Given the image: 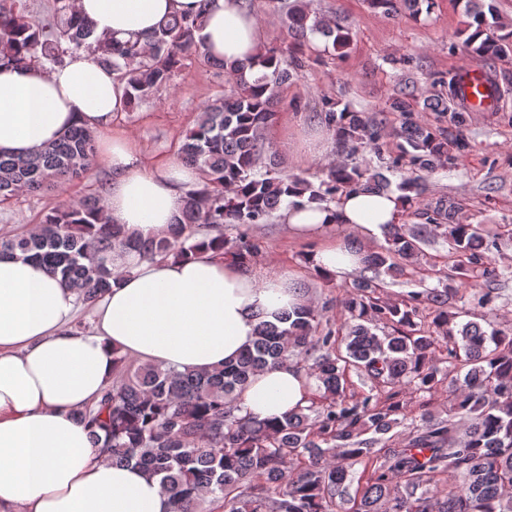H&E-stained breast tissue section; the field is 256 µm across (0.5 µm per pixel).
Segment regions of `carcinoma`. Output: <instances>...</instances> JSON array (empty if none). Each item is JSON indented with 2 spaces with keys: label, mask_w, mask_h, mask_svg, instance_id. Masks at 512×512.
Masks as SVG:
<instances>
[{
  "label": "carcinoma",
  "mask_w": 512,
  "mask_h": 512,
  "mask_svg": "<svg viewBox=\"0 0 512 512\" xmlns=\"http://www.w3.org/2000/svg\"><path fill=\"white\" fill-rule=\"evenodd\" d=\"M74 2L56 0V21L47 26L1 2L0 62L55 66L66 54L86 50L125 84L132 111L170 86L186 58L203 54L198 17H163L143 45L96 34ZM368 2L392 17L417 18L434 7V0ZM283 9L293 40L289 54L263 50L257 61L262 72L252 64L219 63L234 86L203 109L179 148L178 158L201 175L200 187L187 193L181 220L163 235L141 241L105 221V198L98 194L51 208L35 233L0 240V257L20 254L39 262L90 307L122 276L112 264L114 253L133 251L142 260L182 258L203 245L195 237L199 224H267L284 204L389 190L382 175L353 162L328 166L317 184L267 162L264 133L275 118L280 88L305 67L302 46L320 36L341 58L352 41L347 26L309 10L306 0ZM464 13L460 34L474 63L512 54V33H502L493 3L465 0ZM438 85L445 91L421 101L407 84L374 116L340 109L325 98L316 117L348 157L361 146L382 153L388 115L399 117L391 166L407 167L397 190L423 223L391 225L384 244L365 253L363 267L400 278L424 254L423 246L440 236L456 258L446 271L430 266L442 289L392 304L379 297L375 279L362 277L342 302L349 320L341 336L322 327L315 307H299L276 323L259 322L252 345L212 371L127 366L120 356L98 407L80 414L94 447L106 450L112 462H134L160 479L172 512H512V332L473 320L460 324L464 310L453 303L461 295L495 310L500 274L488 253L496 241L445 197L421 204L422 174L457 165L471 149L465 135L450 139L420 119L419 113L430 110L465 126L466 113L448 112V104L459 99L456 74L440 77ZM94 154V133L74 127L34 154L0 155V203L80 178ZM208 247L230 252L245 266L261 250L259 240L245 236L232 246L215 237ZM423 304L431 306L426 328L417 322ZM382 325L392 331L376 333ZM442 342L448 357L439 359L435 351ZM287 361L307 364L315 386L310 405L277 422L241 414L237 399L249 378ZM352 370L371 382L372 393L361 398L349 393ZM445 379L448 419L423 412L402 446L378 447L404 415L398 392L382 397L378 391L407 386L431 394ZM442 473L455 479L443 496L432 488Z\"/></svg>",
  "instance_id": "carcinoma-1"
}]
</instances>
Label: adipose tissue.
I'll list each match as a JSON object with an SVG mask.
<instances>
[{
	"label": "adipose tissue",
	"mask_w": 512,
	"mask_h": 512,
	"mask_svg": "<svg viewBox=\"0 0 512 512\" xmlns=\"http://www.w3.org/2000/svg\"><path fill=\"white\" fill-rule=\"evenodd\" d=\"M97 34L119 40L148 36L168 14H203V50L225 62L253 61L264 32L242 0H75ZM124 85L84 52L63 66L0 65V154L24 155L68 128L99 133L98 152L112 171L108 223L142 239L176 223L197 168L174 160L141 169L142 150L112 131ZM399 193H359L338 203L288 209L297 236L340 224L355 237L309 258L321 277L343 279L361 267L359 240L381 237L400 223ZM123 275L95 305L92 329L71 323L77 294L37 263L0 258V512H170L158 478L134 465L112 464L94 448L78 418L112 383L119 355L178 370L207 371L250 346L259 320L307 304L292 279L259 274L206 251L195 258L143 261L116 257ZM312 385L293 363L270 365L241 391L244 413L282 418L305 407Z\"/></svg>",
	"instance_id": "adipose-tissue-1"
}]
</instances>
